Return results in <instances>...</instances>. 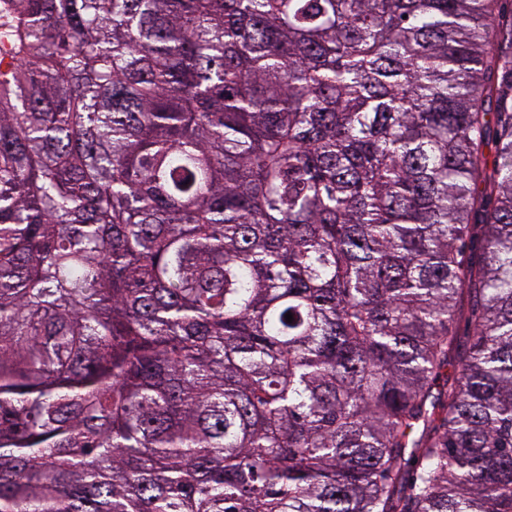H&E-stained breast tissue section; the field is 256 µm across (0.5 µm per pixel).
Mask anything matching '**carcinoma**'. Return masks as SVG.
I'll list each match as a JSON object with an SVG mask.
<instances>
[{"label": "carcinoma", "instance_id": "1", "mask_svg": "<svg viewBox=\"0 0 512 512\" xmlns=\"http://www.w3.org/2000/svg\"><path fill=\"white\" fill-rule=\"evenodd\" d=\"M504 2L0 0V512H512Z\"/></svg>", "mask_w": 512, "mask_h": 512}]
</instances>
